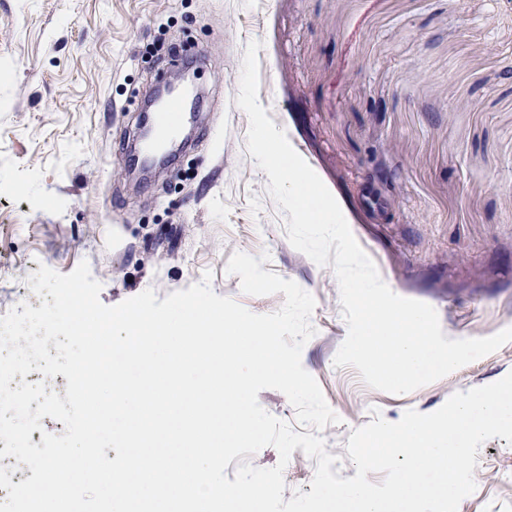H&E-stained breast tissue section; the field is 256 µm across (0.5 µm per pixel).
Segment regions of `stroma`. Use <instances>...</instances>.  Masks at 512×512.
Instances as JSON below:
<instances>
[{
  "mask_svg": "<svg viewBox=\"0 0 512 512\" xmlns=\"http://www.w3.org/2000/svg\"><path fill=\"white\" fill-rule=\"evenodd\" d=\"M159 39L179 58L147 54ZM252 40L261 105L387 286L432 306L449 339L512 327V0H0V317L39 266L83 261L108 306L209 271L217 295L267 314L284 294H246L225 268L236 252L268 255L264 270L315 299L301 361L340 418L321 435L351 478L352 431L500 380L512 342L401 395L335 366L348 327L334 269L290 244L246 149L236 98ZM177 60L204 92L202 128L141 179L130 95ZM477 460L458 512H512V445L490 439Z\"/></svg>",
  "mask_w": 512,
  "mask_h": 512,
  "instance_id": "obj_1",
  "label": "stroma"
}]
</instances>
